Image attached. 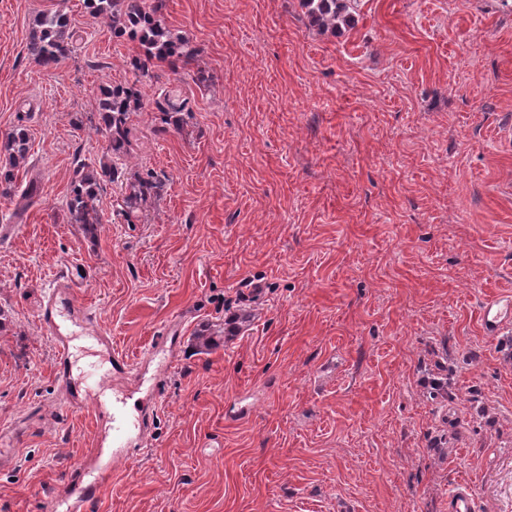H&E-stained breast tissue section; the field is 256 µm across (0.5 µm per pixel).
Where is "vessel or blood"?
Listing matches in <instances>:
<instances>
[{"label":"vessel or blood","mask_w":512,"mask_h":512,"mask_svg":"<svg viewBox=\"0 0 512 512\" xmlns=\"http://www.w3.org/2000/svg\"><path fill=\"white\" fill-rule=\"evenodd\" d=\"M85 285L86 279L78 268L69 265L62 267L45 292L38 318L54 344L53 369L67 406L80 409L91 404L98 410L111 408L112 425L98 435L99 447L110 449L111 454L107 461L95 468L81 464L68 470L64 481L69 493L63 499L50 497L48 512H87L102 484L110 477L114 464L136 449L146 447L153 423L148 409L140 410L136 407L137 388L113 395L107 401L98 390L102 380L95 373H85L78 382L73 379L71 342L73 336L80 331L89 335L111 362L113 374L125 376L136 368L122 353L113 349L111 336L96 326L94 314L80 302V290ZM480 318L488 335L499 334L505 327L512 325V297L504 295L487 300L480 310ZM179 339V329L173 325L168 326L140 363L155 368L145 391L151 407L160 404L164 385L174 367V360L168 357L167 352L177 345ZM448 512H474V496L469 484L460 483L455 486L448 497Z\"/></svg>","instance_id":"obj_1"}]
</instances>
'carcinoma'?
Instances as JSON below:
<instances>
[{
  "instance_id": "obj_1",
  "label": "carcinoma",
  "mask_w": 512,
  "mask_h": 512,
  "mask_svg": "<svg viewBox=\"0 0 512 512\" xmlns=\"http://www.w3.org/2000/svg\"><path fill=\"white\" fill-rule=\"evenodd\" d=\"M94 17L104 20L112 28L128 31L142 48L143 58L138 64L140 75H150L158 62L175 64L180 61L191 65L196 52L188 47V41L173 35L157 18L159 7L146 6V0H87ZM358 0H302L306 15L312 26L331 31L346 30L354 26ZM77 31L70 17L62 11L41 14L35 21L29 41V54L43 67H53L68 58L74 47ZM143 99L132 87L116 86L104 91L98 99L95 114L97 123L94 130L106 142L103 159L95 166L82 164L75 171L66 208L71 223L81 225L85 234L93 236L101 226L99 191L105 182L119 180L131 151L128 125L130 115L142 110ZM165 125L179 127L184 116L191 113L187 99L168 94L156 103ZM29 136L24 126L12 129L0 138V157L5 165L0 167V196L15 195L13 170L27 160ZM133 193L127 197L126 205L131 212L138 203L156 188L150 180L141 179L132 185Z\"/></svg>"
}]
</instances>
